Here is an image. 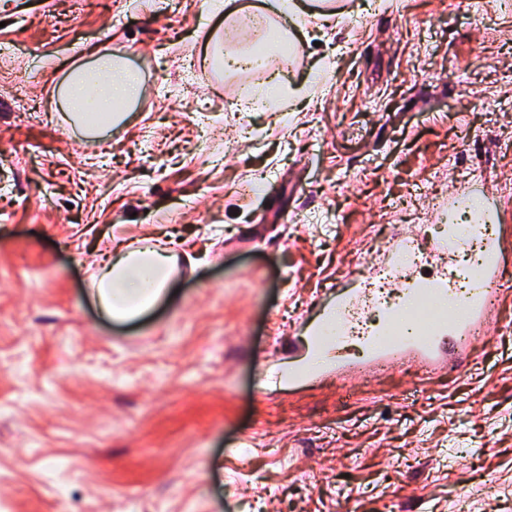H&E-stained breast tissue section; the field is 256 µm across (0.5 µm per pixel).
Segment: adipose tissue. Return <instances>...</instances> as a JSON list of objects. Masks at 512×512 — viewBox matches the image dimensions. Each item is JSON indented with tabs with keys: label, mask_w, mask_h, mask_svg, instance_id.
I'll return each mask as SVG.
<instances>
[{
	"label": "adipose tissue",
	"mask_w": 512,
	"mask_h": 512,
	"mask_svg": "<svg viewBox=\"0 0 512 512\" xmlns=\"http://www.w3.org/2000/svg\"><path fill=\"white\" fill-rule=\"evenodd\" d=\"M139 76L122 61L99 58L93 68L71 70L64 102L83 130L99 135L119 124L123 109L136 95ZM101 274L93 276V293L103 313L114 320L132 319L176 288L178 258L166 249L104 248Z\"/></svg>",
	"instance_id": "obj_1"
}]
</instances>
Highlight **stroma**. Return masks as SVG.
<instances>
[{"label": "stroma", "instance_id": "1", "mask_svg": "<svg viewBox=\"0 0 512 512\" xmlns=\"http://www.w3.org/2000/svg\"><path fill=\"white\" fill-rule=\"evenodd\" d=\"M211 2L0 0V512H512V298L436 369L367 367L370 403L335 399L352 340L270 379L394 243L449 277L451 204L512 235V0H346L326 25L237 0L288 25L277 112L229 102ZM116 51L138 97L91 138L59 89ZM108 242L196 263L111 321Z\"/></svg>", "mask_w": 512, "mask_h": 512}]
</instances>
